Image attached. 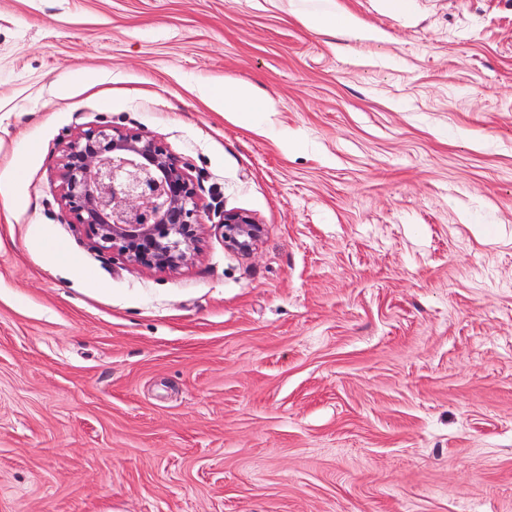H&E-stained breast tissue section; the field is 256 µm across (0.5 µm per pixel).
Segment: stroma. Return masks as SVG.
<instances>
[{"label":"stroma","instance_id":"35a3bbf8","mask_svg":"<svg viewBox=\"0 0 512 512\" xmlns=\"http://www.w3.org/2000/svg\"><path fill=\"white\" fill-rule=\"evenodd\" d=\"M98 126L199 181L187 265L70 223ZM0 512H512V0H0ZM302 24L316 32H333L336 28L344 35H350L357 30V22L348 15H336L331 12H309L300 15ZM230 95L228 100L234 103V106L239 108L242 112H271L273 111V104L270 101H266L263 107L258 110L254 104V100L251 97V91L249 87L244 85L231 83L229 85ZM220 228L225 246L243 254L255 249L262 233L261 225L250 214L241 211L224 213Z\"/></svg>","mask_w":512,"mask_h":512}]
</instances>
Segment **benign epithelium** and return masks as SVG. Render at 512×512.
<instances>
[{
    "label": "benign epithelium",
    "instance_id": "1",
    "mask_svg": "<svg viewBox=\"0 0 512 512\" xmlns=\"http://www.w3.org/2000/svg\"><path fill=\"white\" fill-rule=\"evenodd\" d=\"M199 184L166 144L133 130L89 127L65 145L58 191L94 245L147 268L175 270L195 249ZM225 246L251 253L262 233L246 212L224 213Z\"/></svg>",
    "mask_w": 512,
    "mask_h": 512
}]
</instances>
